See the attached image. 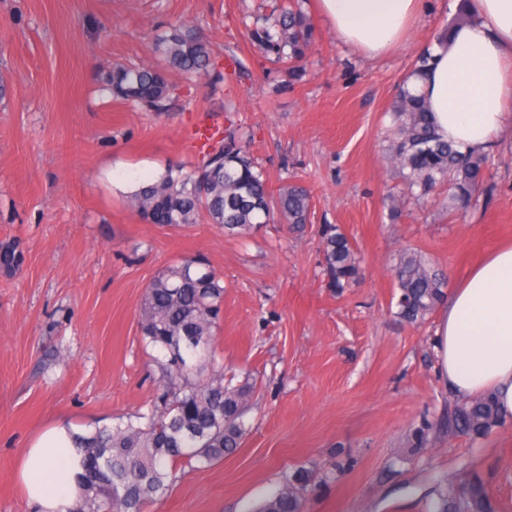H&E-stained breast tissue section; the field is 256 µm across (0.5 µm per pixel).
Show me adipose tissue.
<instances>
[{
    "mask_svg": "<svg viewBox=\"0 0 512 512\" xmlns=\"http://www.w3.org/2000/svg\"><path fill=\"white\" fill-rule=\"evenodd\" d=\"M343 43L377 58L398 48L425 0H319ZM472 21L456 27L447 47L415 87L428 102L437 134L463 151L485 150L512 128V0H468ZM440 379L453 394H493L512 419V245L492 251L450 294L436 330ZM81 459L70 426L44 430L26 449L21 482L38 512H70Z\"/></svg>",
    "mask_w": 512,
    "mask_h": 512,
    "instance_id": "ef3b65f1",
    "label": "adipose tissue"
}]
</instances>
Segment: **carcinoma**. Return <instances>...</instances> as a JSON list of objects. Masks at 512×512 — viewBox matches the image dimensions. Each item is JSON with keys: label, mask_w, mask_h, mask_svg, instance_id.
Segmentation results:
<instances>
[{"label": "carcinoma", "mask_w": 512, "mask_h": 512, "mask_svg": "<svg viewBox=\"0 0 512 512\" xmlns=\"http://www.w3.org/2000/svg\"><path fill=\"white\" fill-rule=\"evenodd\" d=\"M301 0H288L270 15L246 25L248 37L282 65L280 73L299 79L316 43L315 27ZM154 51L165 66L187 78L220 80L205 33L179 22L158 34ZM103 92L115 100L168 111L171 87L164 71L152 65L116 63L98 71ZM393 132L384 156L420 201L438 189L443 208L464 214L487 182L490 153L462 152L440 138L422 96L402 84L391 108ZM148 224L171 228L206 220L224 232L248 238L263 224L278 222L290 233L311 223L313 197L296 181L274 187L252 151L251 136L226 128L203 164L187 170L168 165L127 196ZM322 275L337 293L356 283L358 252L334 224L320 229ZM25 255L14 238L0 240V274L11 278ZM396 315L423 323L447 297L448 273L414 249L400 251L391 267ZM224 312V278L202 257H185L162 269L146 286L139 328L144 347L155 351L158 393L151 409L135 412L111 426L75 437L82 458L79 495L70 512H145L168 491L177 467L204 466L234 453L250 432L249 411L255 385L225 378L216 358V336ZM503 423L494 398L483 395L458 402L448 412V432L480 438ZM304 479L295 474L251 512H302ZM497 504L478 479L447 484L430 512H496Z\"/></svg>", "instance_id": "carcinoma-1"}]
</instances>
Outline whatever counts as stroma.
<instances>
[{
    "label": "stroma",
    "instance_id": "stroma-1",
    "mask_svg": "<svg viewBox=\"0 0 512 512\" xmlns=\"http://www.w3.org/2000/svg\"><path fill=\"white\" fill-rule=\"evenodd\" d=\"M262 2L0 0V239H18L25 254L14 277H0V512H35L19 467L44 429L63 421L87 431L155 399L138 328L143 291L196 255L224 277L217 354L226 376L256 385L253 428L224 460L179 467L148 512H248L296 472L307 479L305 512H428L440 482L472 477L512 512V423L478 440L440 431L456 402L436 373L440 316L412 326L391 302L402 249L443 266L453 286L512 242V130L490 149L492 194L465 216L448 217L436 197L388 218L401 189L383 160L391 105L421 50L454 20V0H427L407 43L378 59L345 45L318 0H306L321 53L276 93L272 64L242 24ZM176 20L201 26L216 64L236 57L247 75L169 73L163 114L100 90L98 66L153 62L154 35ZM231 119L272 179L311 189L302 235L269 224L243 241L204 221L147 224L128 207L129 189L168 162L201 163L197 128ZM323 224L361 258L358 281L340 295L320 273Z\"/></svg>",
    "mask_w": 512,
    "mask_h": 512
}]
</instances>
